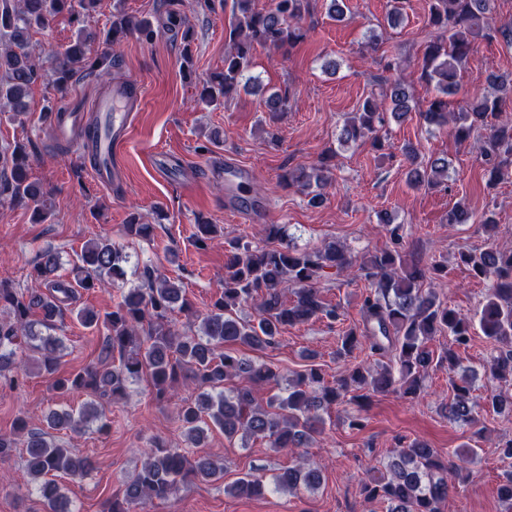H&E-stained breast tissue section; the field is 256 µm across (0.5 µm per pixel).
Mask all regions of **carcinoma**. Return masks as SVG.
I'll return each instance as SVG.
<instances>
[{"instance_id": "carcinoma-1", "label": "carcinoma", "mask_w": 512, "mask_h": 512, "mask_svg": "<svg viewBox=\"0 0 512 512\" xmlns=\"http://www.w3.org/2000/svg\"><path fill=\"white\" fill-rule=\"evenodd\" d=\"M100 0H0V106H8L10 119L23 122L27 116L32 86L45 77L30 43L31 32L45 27L58 16L67 17L76 27V37L66 47L50 55L51 87L65 96L74 75L85 70L107 75L112 56L92 54L91 44L101 39L116 46L129 34L145 41L156 35L146 18L114 15L111 26L98 34L85 28V18L95 11ZM492 0H428L427 23L434 35L426 43L419 80L433 87L421 115L428 125H452L459 142L477 144L486 167V185L496 187L512 180V119H501L512 112V73L491 72L487 77L493 92L462 112L449 110L448 97L458 90V69L467 59L473 40L479 36L501 35L512 42V28H493L489 13ZM311 0H272L268 9H257L255 0H234V21L229 32L230 49L224 53V69L203 80V97L210 104L230 101L240 89L261 87L259 77L249 74L253 51L258 47H294L305 38L302 22L310 13ZM170 28L182 30L183 63L192 64L191 30L182 19L169 13ZM384 75L382 99L366 98L359 109L346 117L338 142H370L385 149L380 131L386 117L406 118L416 110L409 86L386 76L393 63L376 61ZM407 178L415 187H436L448 179L444 158L423 161L419 150L408 146L402 153ZM336 152H324L318 164L307 171L288 168L281 175L287 187L307 193L309 204L323 202ZM29 153L22 144L0 151V197L32 208L34 218L48 216L43 186L29 180ZM154 225L141 222L137 211L129 213L124 233L130 239H146ZM216 232V225L201 221L196 225L195 246L203 249ZM266 238L271 244L253 246L241 238L224 241V282L222 291L211 302L199 329L187 333L175 328L174 314L196 315L193 303L182 286L146 264L137 272L140 284L122 293L121 301L102 314L77 306L80 291L101 288L126 276L129 255L110 239L85 242L71 263L72 278L59 274L58 253L43 251L28 272L34 287L20 289L0 280V377L19 384L28 374L31 355H39L40 371L54 376L52 389L60 393L85 391L89 400L78 410H53L48 413L52 428L65 427L74 433L97 424L96 430L110 427L104 403L125 396L129 385L146 378L158 400L172 396L181 379L199 390L193 400L184 399L177 407L186 441L197 445L206 428L214 425L232 440L261 439L273 451L295 457L291 466L281 469L267 482L249 471L224 485L233 497H260L267 491H312L322 472L312 467L299 452L308 447L326 424L325 415L337 405L364 406L370 392H386L397 386L403 394L417 399L430 369L448 370L452 397L443 406L448 421L476 429L480 412L512 415V247L490 244L480 251H462L460 260L474 275L485 281V303L474 317H467L440 298L425 280H441L445 265H409L404 259L396 228L388 229L391 247L355 259L342 245L328 243L315 250H300L286 238L285 226L267 224ZM364 273L374 289L362 302L361 322L345 324L344 314L324 301L320 284L331 276L352 268ZM254 306L255 316L238 315L240 308ZM70 312L82 326L104 330L103 356L98 362L76 373L57 375L61 339L52 335L56 322ZM39 315L34 321L32 317ZM312 319L325 320L339 327L340 345L336 355L355 359L332 380H327L316 364L288 381L285 395H273L260 402L257 391L279 383L280 374L265 362L241 357L224 349L227 344L251 351H264L279 345L283 329ZM488 340L507 346L485 365V371L507 388L491 389L481 396L473 394L475 371L463 366L460 351L466 349L475 330ZM445 335L448 349L435 353L429 342ZM389 357L392 366L374 369L358 354ZM246 385L224 389L234 379ZM24 438L26 474L36 480V490L45 512H73L70 499L55 479L69 476L78 484L94 469L93 461L55 442L42 430L29 428L26 417L17 418L13 432L0 435V458L8 457ZM477 449L464 444L448 453L443 463L436 449L419 441L399 440L384 465V471L362 484L368 501L379 502L384 512H443L453 481L463 479V464L473 459ZM141 469L124 483L123 500L128 505L165 501L189 482L213 483L224 480V462L207 456L189 458L183 448L154 444L145 450Z\"/></svg>"}]
</instances>
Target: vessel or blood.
I'll list each match as a JSON object with an SVG mask.
<instances>
[{
	"label": "vessel or blood",
	"mask_w": 512,
	"mask_h": 512,
	"mask_svg": "<svg viewBox=\"0 0 512 512\" xmlns=\"http://www.w3.org/2000/svg\"><path fill=\"white\" fill-rule=\"evenodd\" d=\"M138 93L137 83L122 81L114 85L111 93L99 97L93 104L97 136L90 142L87 153L91 157L94 175L103 184L120 181L123 177V170L113 161L112 154L128 140Z\"/></svg>",
	"instance_id": "obj_1"
}]
</instances>
